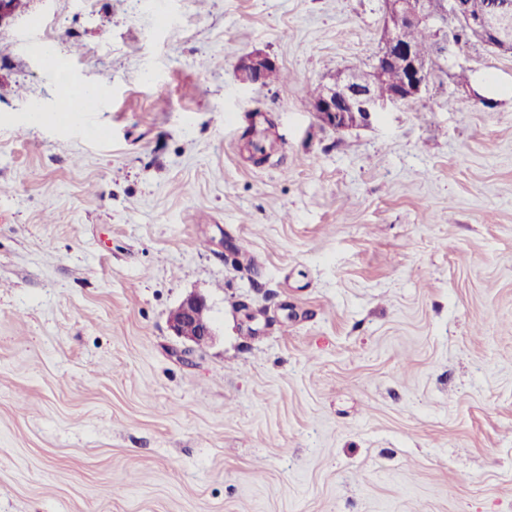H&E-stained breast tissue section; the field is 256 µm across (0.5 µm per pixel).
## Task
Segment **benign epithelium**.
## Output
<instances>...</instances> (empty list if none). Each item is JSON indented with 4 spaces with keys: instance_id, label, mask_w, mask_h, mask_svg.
<instances>
[{
    "instance_id": "benign-epithelium-1",
    "label": "benign epithelium",
    "mask_w": 512,
    "mask_h": 512,
    "mask_svg": "<svg viewBox=\"0 0 512 512\" xmlns=\"http://www.w3.org/2000/svg\"><path fill=\"white\" fill-rule=\"evenodd\" d=\"M396 18L411 26L449 24L443 43L450 52L461 50L457 38L461 28L491 48L512 51V0H496L488 13L478 17L471 16L465 0H441L438 10L430 7L429 0H384L381 47L371 70H349L337 76L334 83L322 86L321 94L313 100L324 124L336 130L368 125L377 113L402 107L427 89L430 66L401 41ZM273 67L275 62L270 57L253 51L241 59L238 71L243 82L254 84L263 82ZM390 67L401 72L402 82L391 94L379 97L372 90L373 84L384 78ZM169 325L175 336L197 345L213 336L206 299L196 293L185 297L170 313Z\"/></svg>"
}]
</instances>
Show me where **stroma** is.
Segmentation results:
<instances>
[{
    "instance_id": "obj_1",
    "label": "stroma",
    "mask_w": 512,
    "mask_h": 512,
    "mask_svg": "<svg viewBox=\"0 0 512 512\" xmlns=\"http://www.w3.org/2000/svg\"><path fill=\"white\" fill-rule=\"evenodd\" d=\"M382 21L20 0L0 25V512H512V53L440 54L333 129L309 90L370 69ZM255 50L287 83L239 80ZM62 78L97 91L80 119ZM192 292L200 346L168 322Z\"/></svg>"
}]
</instances>
